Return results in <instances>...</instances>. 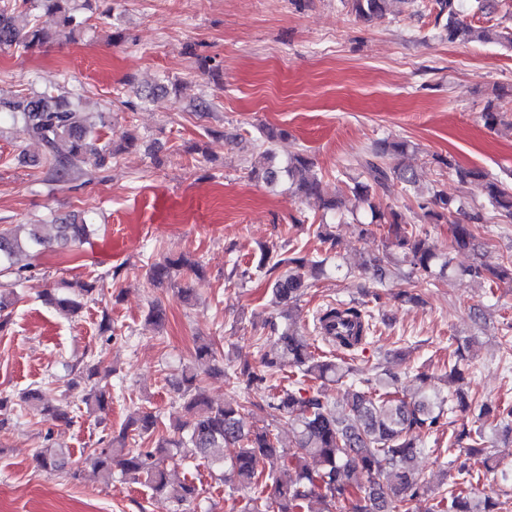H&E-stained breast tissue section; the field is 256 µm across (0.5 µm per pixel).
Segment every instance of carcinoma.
<instances>
[{
	"instance_id": "obj_1",
	"label": "carcinoma",
	"mask_w": 512,
	"mask_h": 512,
	"mask_svg": "<svg viewBox=\"0 0 512 512\" xmlns=\"http://www.w3.org/2000/svg\"><path fill=\"white\" fill-rule=\"evenodd\" d=\"M98 0H0V50L20 49L25 52L52 41H74L85 30L86 19L80 10H93ZM435 22H443L444 38L450 43H492L512 47V32L493 26H477L464 18L461 0H433ZM391 0H350L351 10L361 20L384 17ZM56 19L53 29L42 25L36 11ZM199 72L219 80L220 70L207 55L196 56ZM74 94L57 88L30 90L27 93L0 92V120L11 122L17 138L34 141L41 148L40 167L43 181L48 184L80 183L84 186L101 176L106 161L135 148L139 138L133 131L125 132L120 141L103 138L102 130L111 126L108 112H86L74 103ZM484 125L497 129L506 124L499 106L488 101L481 113ZM512 126V123L506 124ZM282 131L261 129L264 150L251 165L250 177L266 185L284 181L294 193L320 200L324 210L334 212L342 200L321 195L319 179L311 173L312 158L302 152L288 155L281 161L272 143ZM405 142L378 140L373 142L360 161L363 181L348 186L354 202L368 208L370 221L360 224V235H371V226L383 231L384 248L396 247L402 262L409 266L408 278L417 277L434 284L445 276L460 274L478 284L512 283V257L496 264L479 262L457 271L451 252L476 250L474 225L485 221L479 210H467L464 205L442 192L417 197V207L429 224L449 225L448 250L441 251L427 235L408 222L400 211L382 210L371 201L373 187H383L390 175L414 189L418 174L412 168L391 171L385 159L407 152ZM437 163L454 170L458 181L483 183L490 210L507 224L512 223V192L496 178L477 167L456 165L450 159ZM96 233L95 224L83 213H70L53 224H4L0 226V332L11 321L10 308L18 300L17 288L29 278L32 260L53 245L72 247ZM272 250L262 247L261 258L253 268L233 271L240 278L260 273L275 276L271 288L274 303L288 311V323L277 336L276 348L263 354L259 366L244 365L234 372L233 379L248 390L261 388L271 372L284 367L297 369L304 379L334 382L346 386L341 410L324 400L323 393L303 394L302 382L268 394L262 402L250 398L241 402L213 404L198 383L192 369L183 370L174 384L184 415L172 416L169 422L152 412L137 411L118 433L104 427L96 447L89 450L84 461L109 480L112 467L121 468L123 475L156 493L169 486V478L161 459L182 452L200 457L216 469L224 470V481L250 488L255 495L246 498L237 512H409V502L431 492L427 481L415 469L421 453V434L425 431L448 433V452L467 447L470 454H483L485 436L460 419L471 408L468 394L462 387L443 393L431 388L424 374L416 376V388L411 395L400 394L395 388L397 377L386 369L375 376L360 378L354 365V352L361 342L369 341L371 315L358 303L327 304L316 314V327L321 338L336 348V358L317 356L310 350L304 334L295 325L293 311L313 286V279L330 268L328 258L290 255L270 262ZM185 267L195 275L203 266L187 257L163 258L150 264L152 279L161 284L170 278L171 269ZM372 278L384 283L388 269L385 257L372 255L363 261ZM68 292L62 296L49 291L45 303L67 317L77 315L88 302L96 301L97 286L91 282H65ZM472 341L457 344L455 361L448 364V377L459 384L465 379L464 362ZM115 369H101L96 356L83 357L65 363L67 390L78 394V401L88 412L101 411L111 399L102 381ZM33 407L44 415L66 425L72 423L70 404L51 405L42 402L36 389L13 394L0 392V412L15 407ZM495 415L505 432L512 433V407L493 408L487 404L480 417ZM266 415L273 420L288 419L294 431L289 447H284L269 426H245V416ZM168 424V434L159 435L152 448H127L128 438L146 440ZM238 447L230 458L224 449ZM315 460L313 469L309 461ZM38 466L60 471L71 466L68 453L48 446L37 456ZM470 471L465 466L457 470V482L447 494L441 495L434 512H503L504 502L487 496L475 501L463 488L469 483ZM200 490L192 480H183L173 489L172 498L179 503L198 499Z\"/></svg>"
}]
</instances>
